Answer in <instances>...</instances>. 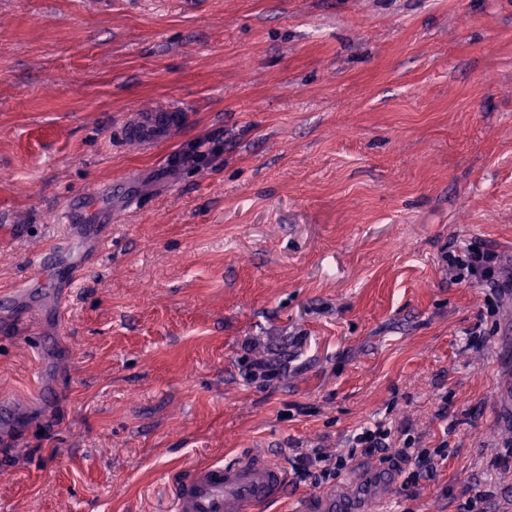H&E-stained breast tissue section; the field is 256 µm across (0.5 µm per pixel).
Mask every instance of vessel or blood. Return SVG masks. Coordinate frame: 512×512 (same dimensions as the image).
<instances>
[{
  "mask_svg": "<svg viewBox=\"0 0 512 512\" xmlns=\"http://www.w3.org/2000/svg\"><path fill=\"white\" fill-rule=\"evenodd\" d=\"M71 236L62 232L50 253L38 254L28 262V274L6 292L0 306L11 307L20 297L34 298V275L42 268H54V281L74 287L83 266L71 261ZM378 491L365 496L324 492L294 505L292 512H386L388 492L395 482L392 467L377 470ZM288 475L278 461L254 454L233 462H216L188 469L175 485L176 512H260L266 504L282 500Z\"/></svg>",
  "mask_w": 512,
  "mask_h": 512,
  "instance_id": "b4317fda",
  "label": "vessel or blood"
}]
</instances>
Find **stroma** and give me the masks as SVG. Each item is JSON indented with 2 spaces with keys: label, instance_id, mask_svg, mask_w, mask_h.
Segmentation results:
<instances>
[{
  "label": "stroma",
  "instance_id": "obj_1",
  "mask_svg": "<svg viewBox=\"0 0 512 512\" xmlns=\"http://www.w3.org/2000/svg\"><path fill=\"white\" fill-rule=\"evenodd\" d=\"M75 196L65 318L0 309V512H175L374 422L447 453L389 512H512V0H0V290ZM494 257L480 252L474 249H468L467 253L462 256H454L451 260H449V265L451 267L458 268L461 274H464L466 270L467 274L470 276L478 277L480 279H487L494 273V267L492 264L494 263ZM288 475L263 454L188 469L176 482V512L259 511L284 498Z\"/></svg>",
  "mask_w": 512,
  "mask_h": 512
}]
</instances>
